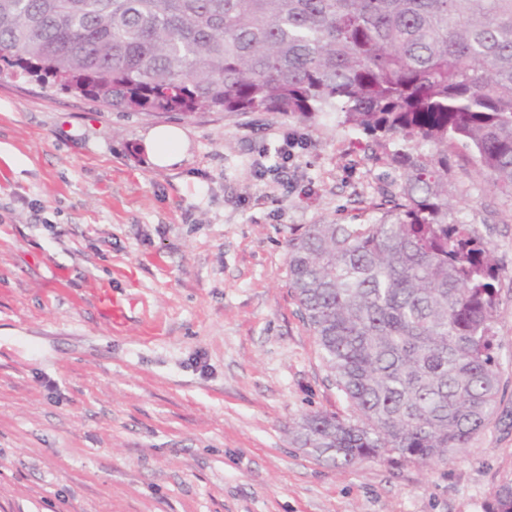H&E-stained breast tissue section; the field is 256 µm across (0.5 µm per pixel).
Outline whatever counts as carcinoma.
I'll list each match as a JSON object with an SVG mask.
<instances>
[{"label":"carcinoma","mask_w":512,"mask_h":512,"mask_svg":"<svg viewBox=\"0 0 512 512\" xmlns=\"http://www.w3.org/2000/svg\"><path fill=\"white\" fill-rule=\"evenodd\" d=\"M0 72L116 112H278L375 137L398 195L288 241V288L351 422L293 441L350 469L454 457L495 414L500 272L448 220V153L512 197V0H0ZM487 512H512V480Z\"/></svg>","instance_id":"1"}]
</instances>
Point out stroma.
<instances>
[{"label": "stroma", "instance_id": "stroma-1", "mask_svg": "<svg viewBox=\"0 0 512 512\" xmlns=\"http://www.w3.org/2000/svg\"><path fill=\"white\" fill-rule=\"evenodd\" d=\"M158 125L179 163L149 162ZM399 174L332 115L115 112L0 73V512H485L512 480V199L477 171L452 166L448 195L501 273L496 415L423 466L344 471L290 434L355 413L288 242L361 222ZM184 134L177 126L152 128L144 141L150 162L155 166L166 167L180 161L184 149Z\"/></svg>", "mask_w": 512, "mask_h": 512}]
</instances>
